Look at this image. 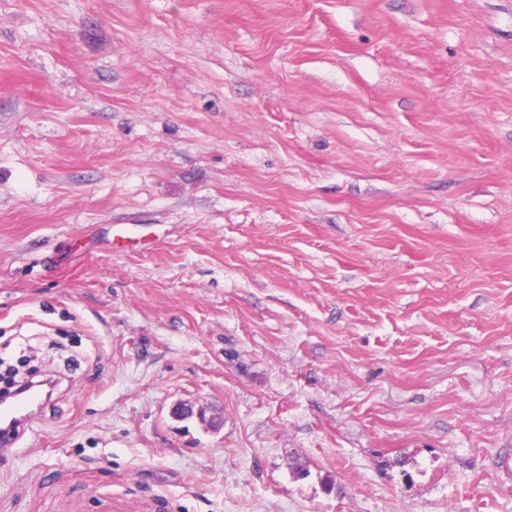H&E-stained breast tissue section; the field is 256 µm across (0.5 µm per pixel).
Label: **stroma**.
Segmentation results:
<instances>
[{
    "label": "stroma",
    "instance_id": "stroma-1",
    "mask_svg": "<svg viewBox=\"0 0 512 512\" xmlns=\"http://www.w3.org/2000/svg\"><path fill=\"white\" fill-rule=\"evenodd\" d=\"M0 358V512H512V0H0ZM32 401L33 396L26 393L15 401L0 404V419L3 421L5 418H12L19 428L32 423L40 416L47 403L44 395L36 403L30 404Z\"/></svg>",
    "mask_w": 512,
    "mask_h": 512
}]
</instances>
